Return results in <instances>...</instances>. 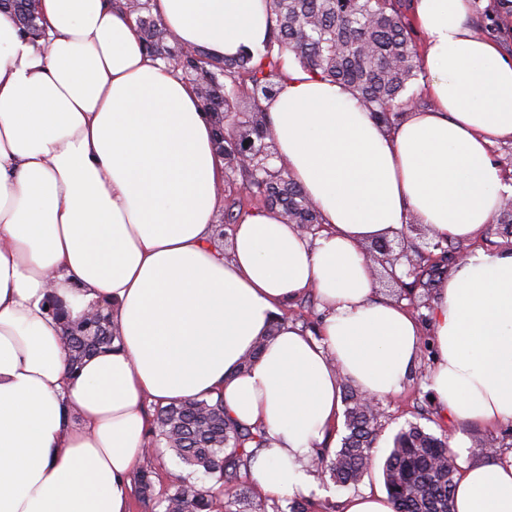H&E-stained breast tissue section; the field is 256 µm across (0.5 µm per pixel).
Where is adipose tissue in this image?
I'll return each mask as SVG.
<instances>
[{
    "mask_svg": "<svg viewBox=\"0 0 512 512\" xmlns=\"http://www.w3.org/2000/svg\"><path fill=\"white\" fill-rule=\"evenodd\" d=\"M151 3L179 43L217 58L262 49L272 26L266 0ZM36 7L35 41L0 10V512H129L146 404L216 394L264 434L255 486L306 493L342 382L398 394L426 338L445 416L512 422V248L457 265L424 330L405 302L378 295L366 255L413 224L473 239L512 189L490 152L512 141V57L468 27L472 0H416L434 108L393 129L343 85L286 67L268 119L323 229L256 207L226 249L213 239L224 162L193 86L149 56L110 0ZM308 293L325 312L318 335L274 325ZM51 297L72 321L105 306L112 350L70 373ZM455 512H512V458L464 466Z\"/></svg>",
    "mask_w": 512,
    "mask_h": 512,
    "instance_id": "obj_1",
    "label": "adipose tissue"
}]
</instances>
